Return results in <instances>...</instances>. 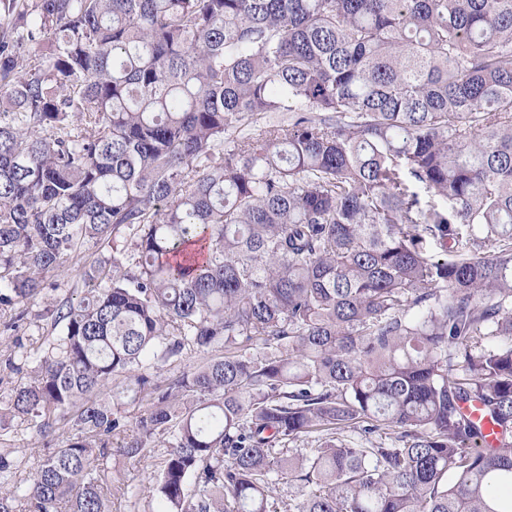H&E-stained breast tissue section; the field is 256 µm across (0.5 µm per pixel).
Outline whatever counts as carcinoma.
Segmentation results:
<instances>
[{
	"mask_svg": "<svg viewBox=\"0 0 512 512\" xmlns=\"http://www.w3.org/2000/svg\"><path fill=\"white\" fill-rule=\"evenodd\" d=\"M31 313L0 432L68 437L24 484L0 448V512H110L114 380L158 512H512V0H0V319ZM187 347L224 355L141 373ZM95 250L96 248H93L84 254L70 258L63 265V267L60 268L59 271H56L52 274L50 280L64 278L65 281L68 280L69 285L72 286V288H63L62 290L59 289L56 292H50L49 294L51 295V298H64L66 296H72L74 301L79 299L81 296V291H83L84 288H87L85 287L81 278L83 266L91 261L94 257H96L94 252Z\"/></svg>",
	"mask_w": 512,
	"mask_h": 512,
	"instance_id": "obj_1",
	"label": "carcinoma"
}]
</instances>
